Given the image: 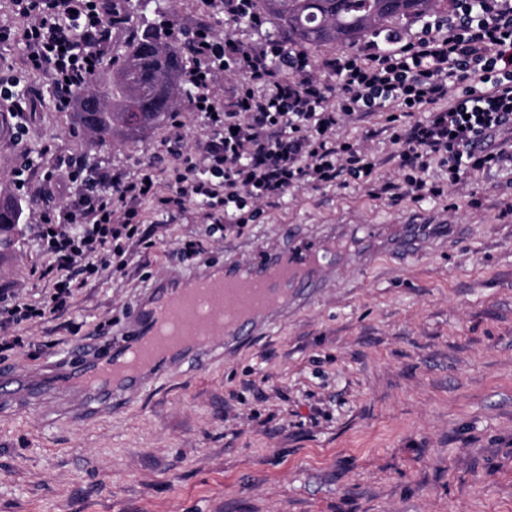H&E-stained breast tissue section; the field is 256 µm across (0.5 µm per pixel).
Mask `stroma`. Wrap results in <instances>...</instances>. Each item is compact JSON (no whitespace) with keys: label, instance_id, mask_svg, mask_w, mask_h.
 Wrapping results in <instances>:
<instances>
[{"label":"stroma","instance_id":"35a3bbf8","mask_svg":"<svg viewBox=\"0 0 512 512\" xmlns=\"http://www.w3.org/2000/svg\"><path fill=\"white\" fill-rule=\"evenodd\" d=\"M179 27L228 28L206 0H158ZM23 41L0 44V79L29 88L25 136L0 132V191L21 198L22 235L0 263V289L48 300V263L35 235L38 176L16 186L27 158L54 168L47 204L74 200L70 164L87 157L110 172L172 177L170 140L195 151L201 120L181 107L136 140L97 142L60 106L50 74L22 63ZM341 139L376 157L375 181L404 177L387 134L346 123ZM423 194L392 202L369 184L289 190L245 209L241 232L220 236L189 211L147 207L151 247L126 267L90 277L68 311L6 329L0 367L38 370L44 358L128 327L132 308L158 280L197 272L274 246L285 224L308 233L337 224H443L400 258L377 245L366 267L337 268L331 287L289 309L250 343L203 371L181 368L115 414L91 422L0 409V512H512V171L452 184L432 168ZM203 244L179 254L182 240Z\"/></svg>","mask_w":512,"mask_h":512}]
</instances>
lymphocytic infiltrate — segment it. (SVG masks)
Wrapping results in <instances>:
<instances>
[{"label": "lymphocytic infiltrate", "instance_id": "obj_1", "mask_svg": "<svg viewBox=\"0 0 512 512\" xmlns=\"http://www.w3.org/2000/svg\"><path fill=\"white\" fill-rule=\"evenodd\" d=\"M28 24L27 62L55 77L61 104L88 84L91 68L120 19L112 0H14ZM197 93L189 101L208 131L199 160H179L159 186L152 174L134 180L82 161L70 207L41 213L36 238L51 261L53 292L41 305L0 292V327L64 311L89 274L121 270L130 243H144V203L186 212L220 207L224 230L238 214L283 198L289 189L370 179L376 162L362 147L340 141L347 119L386 113V132L405 169L403 182L380 193L399 201L425 188L433 166L450 181L462 172L512 166V0H459L448 20L420 21L417 30L389 31L386 42L363 41L356 55L315 60L289 38L247 44L218 38L207 25L193 32ZM241 82L227 95L225 73ZM428 108L426 119L415 110Z\"/></svg>", "mask_w": 512, "mask_h": 512}]
</instances>
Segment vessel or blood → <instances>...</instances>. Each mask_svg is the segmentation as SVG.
Segmentation results:
<instances>
[{"instance_id": "obj_1", "label": "vessel or blood", "mask_w": 512, "mask_h": 512, "mask_svg": "<svg viewBox=\"0 0 512 512\" xmlns=\"http://www.w3.org/2000/svg\"><path fill=\"white\" fill-rule=\"evenodd\" d=\"M424 231L421 224L400 225L396 251L413 254ZM379 235L376 224L363 225L359 237L348 239L332 232L307 236L299 233L297 225H285L281 246L151 288L133 312L131 335L126 341L107 345L101 351L79 354L71 348L57 353L49 370L40 374L1 369L0 406L16 403L29 408L55 397L76 401L69 419L91 421L111 416L132 395L161 380L175 366L188 362L204 369L218 349L231 350L258 336L264 322L276 320L288 306L305 302L327 287L337 266L361 264L367 245ZM196 286L215 287L214 303L218 306L235 304L241 286L265 289L273 297L241 317L231 330L214 333L205 342L155 347V337L179 298L186 289Z\"/></svg>"}]
</instances>
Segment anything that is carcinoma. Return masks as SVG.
<instances>
[{"label": "carcinoma", "instance_id": "cac0c4a2", "mask_svg": "<svg viewBox=\"0 0 512 512\" xmlns=\"http://www.w3.org/2000/svg\"><path fill=\"white\" fill-rule=\"evenodd\" d=\"M134 33L112 85L78 95L80 126L99 140L120 132L129 138L167 120L182 104L184 47L176 23L151 22L142 15L150 0H115ZM261 11L288 36L306 44L354 43L371 33L395 29L425 16L448 12V0H259ZM21 201L0 194V259L14 252L23 216Z\"/></svg>", "mask_w": 512, "mask_h": 512}]
</instances>
